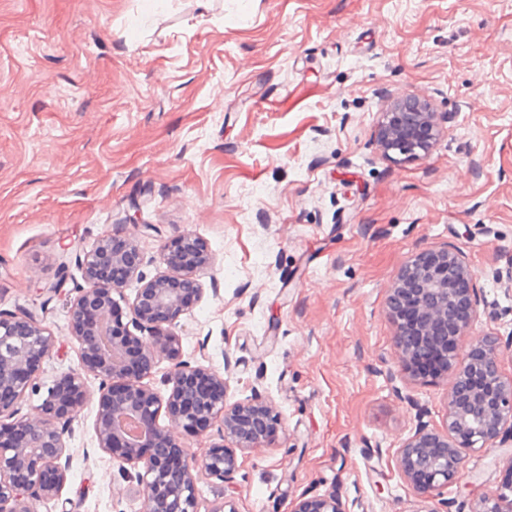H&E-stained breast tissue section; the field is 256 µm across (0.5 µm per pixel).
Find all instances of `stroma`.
<instances>
[{"label":"stroma","mask_w":512,"mask_h":512,"mask_svg":"<svg viewBox=\"0 0 512 512\" xmlns=\"http://www.w3.org/2000/svg\"><path fill=\"white\" fill-rule=\"evenodd\" d=\"M438 114L428 151H385L393 101ZM138 215L146 277L188 230L213 257L175 325L183 355L261 391L285 431L202 506L291 512L333 493L349 512H470L512 445L467 452L441 496L396 451L440 426L449 378L399 371L388 295L415 256L469 258L472 335L505 340L512 375V0H0V312L37 310L63 251ZM43 319L51 386L78 363L67 307ZM99 382L70 426L75 512H141L96 443Z\"/></svg>","instance_id":"obj_1"}]
</instances>
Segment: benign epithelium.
<instances>
[{
    "instance_id": "benign-epithelium-1",
    "label": "benign epithelium",
    "mask_w": 512,
    "mask_h": 512,
    "mask_svg": "<svg viewBox=\"0 0 512 512\" xmlns=\"http://www.w3.org/2000/svg\"><path fill=\"white\" fill-rule=\"evenodd\" d=\"M424 125L430 139L417 143L409 131ZM436 113L417 94L398 99L382 128L385 150L404 154L426 152L436 139ZM115 234L82 251L79 262L84 286L70 302L68 317L78 343L77 367L46 390L35 416L20 414L19 401L36 388L41 363L50 357L54 338L36 314L0 313V512H37L44 500L61 503L70 469L66 441L69 425L86 399L85 377L100 380L93 426L98 448L128 475L142 500L143 512H200L197 481L203 474L226 483L244 455L266 449L280 429L282 415L272 401L256 392L245 401L232 400L224 374L184 358L177 319L198 304L204 288L198 272L212 257L205 243L184 231L163 245L182 251L173 274H160L124 296L126 283L99 277L105 263L122 259L112 251ZM427 264L408 263L388 295V309L397 327L394 343L401 370L413 373L412 360L424 349H439L453 373L441 426L418 417L412 435L396 455V466L411 489L428 496L458 481L465 452L476 446L496 448L512 442V377L502 374L500 337L470 336L477 316L479 289L465 253L453 247L432 251ZM455 335L448 336V325ZM168 362L161 383L164 396L145 382L157 365ZM165 415L167 424L159 423ZM221 422L219 440L200 456L172 458L152 447H180L182 435L205 438ZM293 512H347L334 494L300 498ZM471 512H512V481L480 497Z\"/></svg>"
}]
</instances>
